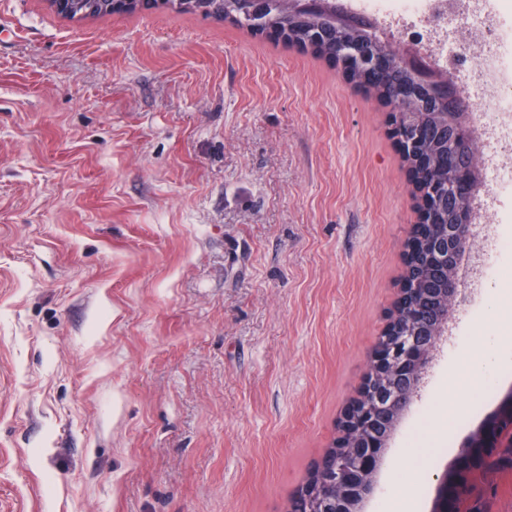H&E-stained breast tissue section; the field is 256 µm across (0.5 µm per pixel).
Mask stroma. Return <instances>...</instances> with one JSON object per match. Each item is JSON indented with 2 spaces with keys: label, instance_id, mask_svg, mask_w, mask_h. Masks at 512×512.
I'll use <instances>...</instances> for the list:
<instances>
[{
  "label": "stroma",
  "instance_id": "obj_1",
  "mask_svg": "<svg viewBox=\"0 0 512 512\" xmlns=\"http://www.w3.org/2000/svg\"><path fill=\"white\" fill-rule=\"evenodd\" d=\"M420 206L387 107L328 58L163 9L0 0V512H286L358 395ZM475 225L363 512H435L512 399V367L445 385L495 328ZM113 2L114 0H69L70 12L68 15H64L63 18L80 21L87 18L110 16L116 13L133 15L142 11L130 7L122 12H117L114 10Z\"/></svg>",
  "mask_w": 512,
  "mask_h": 512
}]
</instances>
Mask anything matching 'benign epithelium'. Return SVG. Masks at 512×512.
I'll return each mask as SVG.
<instances>
[{
  "label": "benign epithelium",
  "mask_w": 512,
  "mask_h": 512,
  "mask_svg": "<svg viewBox=\"0 0 512 512\" xmlns=\"http://www.w3.org/2000/svg\"><path fill=\"white\" fill-rule=\"evenodd\" d=\"M242 4L250 15L262 18L272 10L274 0H242ZM289 8L300 22L316 15H334L337 27L354 32L364 30V23L336 6V0H292ZM393 56L402 62L405 69L419 77L429 97L442 111L440 121L428 126L415 125V112L403 85L396 87L389 103L391 133L408 148L414 168L424 171L432 166L422 148L424 143L430 140L448 142V154L441 165L451 172L452 180H428V186L422 193L423 205L418 224L426 235L424 245L430 251V257L434 258L430 270L438 285L424 313L446 319L455 305L461 285L451 267L440 264V261L446 258V248L454 246L465 250L474 236L470 202L477 188L479 165L473 154V130L448 75L427 65L420 51L414 49L395 55L384 48L355 61L349 52L336 50L331 52L330 58L346 77L352 74L356 62L366 75L377 77ZM443 211H451L455 215V223L446 226V237L441 232V225L435 223L437 214ZM439 334L436 327L425 324L407 330L394 344L374 348L371 364L387 370L388 381L385 388L365 406L358 410L349 407L344 412L339 422L336 452L324 476L299 489V497L305 504L304 512H327L324 504L329 501L338 505L336 512H361L363 502L374 490L375 475L390 438L389 434L377 431L378 424L388 418L399 421L413 404ZM496 423L498 419L495 418L484 428L486 438H473L466 443L453 467L442 476L441 507L437 512H458L459 492L470 485L474 475L487 469L496 454V447L489 442ZM355 427L366 430V433L357 446L350 448L346 446L344 437Z\"/></svg>",
  "instance_id": "7a95c632"
}]
</instances>
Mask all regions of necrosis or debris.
I'll return each mask as SVG.
<instances>
[{"label":"necrosis or debris","instance_id":"obj_1","mask_svg":"<svg viewBox=\"0 0 512 512\" xmlns=\"http://www.w3.org/2000/svg\"><path fill=\"white\" fill-rule=\"evenodd\" d=\"M354 7L479 88L471 122L484 142L496 146L500 165L486 186L492 198L488 221L498 230L484 257L486 276L497 280L501 257L512 255V212L500 208L512 198V0H355ZM456 19L464 26L451 49L448 24Z\"/></svg>","mask_w":512,"mask_h":512}]
</instances>
